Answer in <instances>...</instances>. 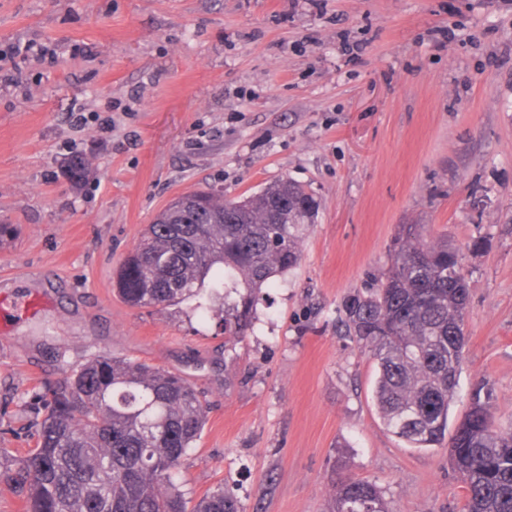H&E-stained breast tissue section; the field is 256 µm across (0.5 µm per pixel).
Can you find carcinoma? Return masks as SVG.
I'll use <instances>...</instances> for the list:
<instances>
[{
  "instance_id": "cac0c4a2",
  "label": "carcinoma",
  "mask_w": 512,
  "mask_h": 512,
  "mask_svg": "<svg viewBox=\"0 0 512 512\" xmlns=\"http://www.w3.org/2000/svg\"><path fill=\"white\" fill-rule=\"evenodd\" d=\"M81 184L88 161L67 166ZM320 204L290 178L241 200L211 188L174 198L122 262L116 293L134 307L224 306V335L252 330L260 290L299 264ZM391 264L364 293L348 295L338 328L377 363L374 400L388 431L411 448L449 441L466 512H512V427L495 426L491 389L472 390L464 418L448 413L464 360L469 288L462 255L422 224H401ZM36 445L0 476L25 512H241L218 487L195 499L174 476L206 425L202 394L178 374L109 353L92 355L42 395ZM388 512L378 487L346 478L328 512Z\"/></svg>"
}]
</instances>
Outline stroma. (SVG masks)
<instances>
[{"instance_id":"35a3bbf8","label":"stroma","mask_w":512,"mask_h":512,"mask_svg":"<svg viewBox=\"0 0 512 512\" xmlns=\"http://www.w3.org/2000/svg\"><path fill=\"white\" fill-rule=\"evenodd\" d=\"M15 43L37 53L7 56ZM73 155L92 174L74 188ZM292 178L320 211L300 264L227 341L224 311L137 308L115 273L176 195ZM0 295L49 306L0 337V449L16 463L64 371L107 352L207 402L176 476L243 512H326L344 478L390 512H464L445 447L384 429L368 351L338 309L403 224L448 238L470 303L450 423L472 389L512 425V0H0Z\"/></svg>"}]
</instances>
